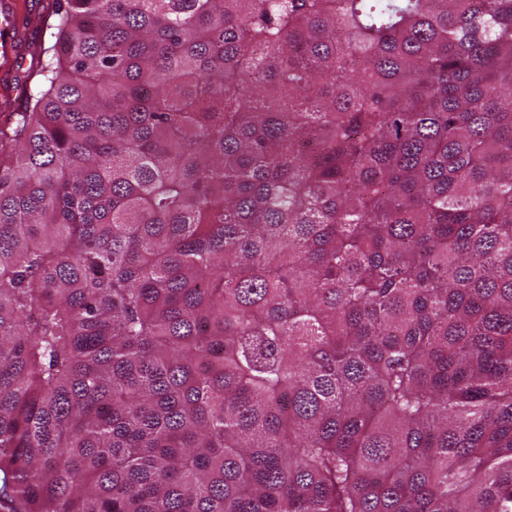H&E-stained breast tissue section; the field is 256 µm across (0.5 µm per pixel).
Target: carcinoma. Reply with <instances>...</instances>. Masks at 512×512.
Wrapping results in <instances>:
<instances>
[{
    "label": "carcinoma",
    "mask_w": 512,
    "mask_h": 512,
    "mask_svg": "<svg viewBox=\"0 0 512 512\" xmlns=\"http://www.w3.org/2000/svg\"><path fill=\"white\" fill-rule=\"evenodd\" d=\"M0 116V507L512 512V0H56Z\"/></svg>",
    "instance_id": "obj_1"
}]
</instances>
